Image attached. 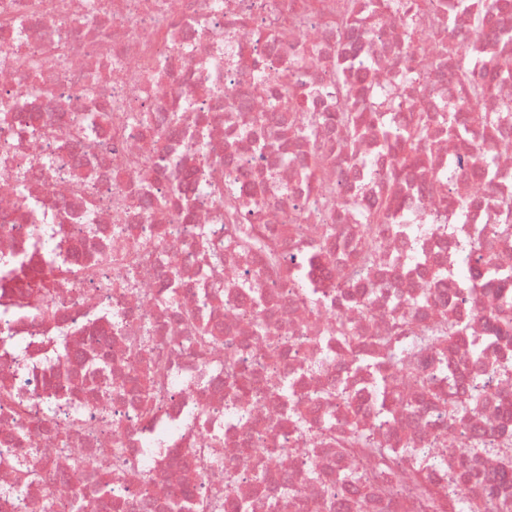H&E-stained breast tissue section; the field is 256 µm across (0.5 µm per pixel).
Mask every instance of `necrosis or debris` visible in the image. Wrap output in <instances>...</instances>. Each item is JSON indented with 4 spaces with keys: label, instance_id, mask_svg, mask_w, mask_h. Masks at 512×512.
I'll return each instance as SVG.
<instances>
[{
    "label": "necrosis or debris",
    "instance_id": "1",
    "mask_svg": "<svg viewBox=\"0 0 512 512\" xmlns=\"http://www.w3.org/2000/svg\"><path fill=\"white\" fill-rule=\"evenodd\" d=\"M345 0H0V303L35 284L49 316L0 310V512H49L62 483L82 512H144L186 491L226 497V512H502L512 471L499 448L512 433V336L484 351L490 372L472 379L469 351L486 336L472 316V289L432 280L425 261L459 252L490 227L486 207L458 203L485 188L471 160L493 156L490 195L512 197V40L475 41L493 70L479 71L495 93L483 111L500 126L467 120L465 136L436 125L421 149L426 163L391 178L394 153L382 143L383 111L357 142L327 122L313 138L286 133L268 87L290 71L329 110L342 58L355 98L395 93L445 112L464 97L452 76L418 71L429 40L407 45L419 26L393 0H358L357 27L337 34ZM30 65L22 67L18 59ZM101 96L86 98L90 76ZM326 157L317 194L301 174L311 154ZM243 188L240 221L266 244L236 247L232 224L211 191L214 174ZM399 206L380 226V276L352 286L350 257L364 237L363 212L382 198ZM297 235L281 239V225ZM324 224L336 235L320 234ZM287 263L282 273L268 249ZM72 263L77 276L53 277ZM195 312L220 340L207 352L176 310ZM468 321L454 350L418 346V316ZM360 337L378 373L353 366L337 322ZM416 353L430 397L415 394L387 362L390 350ZM169 367L165 392L144 417L132 378L146 359ZM255 373L248 390L224 380L226 359ZM461 418L449 424V409ZM360 418L374 442L395 449L344 456L324 436L347 434ZM479 448L471 460L447 452L449 439ZM213 440L210 467L194 450ZM92 456L97 490L75 466Z\"/></svg>",
    "mask_w": 512,
    "mask_h": 512
}]
</instances>
